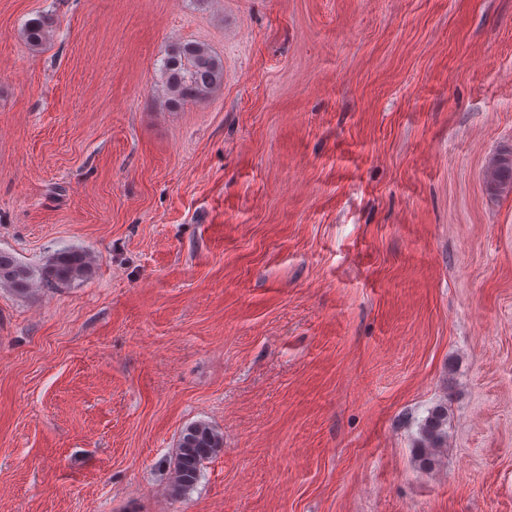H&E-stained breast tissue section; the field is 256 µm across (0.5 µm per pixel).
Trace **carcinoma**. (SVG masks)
Returning a JSON list of instances; mask_svg holds the SVG:
<instances>
[{
	"label": "carcinoma",
	"instance_id": "obj_1",
	"mask_svg": "<svg viewBox=\"0 0 512 512\" xmlns=\"http://www.w3.org/2000/svg\"><path fill=\"white\" fill-rule=\"evenodd\" d=\"M53 20L39 16L27 24L24 36L31 49L43 46L51 35ZM167 103L179 108L189 101L206 98L224 83V65L206 46L181 43L171 47L163 57ZM488 184L493 189L512 187V156L497 155L488 166ZM95 260L85 252L72 248L57 250L40 270L35 271L15 256L0 251V286L17 293L26 292L34 278L49 286L68 285L89 278L94 272ZM447 412L436 408L421 426L419 461L430 464L433 452L442 447L446 434L444 424ZM224 448V435L207 423L196 422L186 426L180 434L172 462V492L182 495L191 490L201 476L203 463Z\"/></svg>",
	"mask_w": 512,
	"mask_h": 512
}]
</instances>
